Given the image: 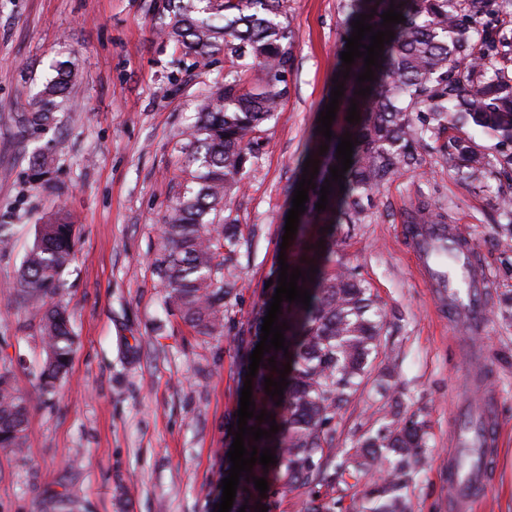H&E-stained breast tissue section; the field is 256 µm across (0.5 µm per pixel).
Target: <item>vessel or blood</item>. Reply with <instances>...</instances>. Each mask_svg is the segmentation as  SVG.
Listing matches in <instances>:
<instances>
[{"instance_id": "vessel-or-blood-1", "label": "vessel or blood", "mask_w": 512, "mask_h": 512, "mask_svg": "<svg viewBox=\"0 0 512 512\" xmlns=\"http://www.w3.org/2000/svg\"><path fill=\"white\" fill-rule=\"evenodd\" d=\"M408 247L430 287L448 302V318L472 331H480L486 305L488 280L468 257L472 251L467 235L456 224H408L404 227ZM491 402L474 412V424H462L452 446H478L479 461L470 470L458 466L457 457L448 460V483L457 508H465L482 494L488 480V465L495 453Z\"/></svg>"}]
</instances>
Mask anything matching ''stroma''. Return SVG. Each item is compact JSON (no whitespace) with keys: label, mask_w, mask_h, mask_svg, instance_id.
Listing matches in <instances>:
<instances>
[{"label":"stroma","mask_w":512,"mask_h":512,"mask_svg":"<svg viewBox=\"0 0 512 512\" xmlns=\"http://www.w3.org/2000/svg\"><path fill=\"white\" fill-rule=\"evenodd\" d=\"M285 9L294 30L288 95L231 201L242 230L233 313L243 335L253 304L271 297L298 162L340 70L341 0H287ZM170 21L167 0H0V224L11 238L0 250V368L29 410L22 452L0 448V512H49L59 499L71 512H214L221 501L245 383L237 342L186 326L165 304L154 260L163 217L190 180L183 133L224 66L180 64L161 34ZM61 62L75 72L67 96L49 127L30 130L20 117ZM37 154L46 159L38 173ZM504 196L512 181L492 176L472 189L431 151L380 191L373 223L336 230L337 260L377 297L383 342L399 354L388 391L368 382L337 411L336 445L355 446L392 401L424 414L430 455L414 512H448V438L479 348L500 447L476 512H512V321L498 312L512 296V248L502 244L512 226L497 213ZM419 207L462 225L490 279L473 346L457 341L410 262L402 225ZM61 210L76 234L57 299L77 343L49 397L38 381L41 312L16 282L37 224Z\"/></svg>","instance_id":"35a3bbf8"}]
</instances>
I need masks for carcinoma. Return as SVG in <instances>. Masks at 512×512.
<instances>
[{"label": "carcinoma", "mask_w": 512, "mask_h": 512, "mask_svg": "<svg viewBox=\"0 0 512 512\" xmlns=\"http://www.w3.org/2000/svg\"><path fill=\"white\" fill-rule=\"evenodd\" d=\"M492 0H344L346 36L362 14L374 30L383 29L381 15L389 8L406 21L390 25L394 38L384 45L374 69V81L357 84L364 58L355 59L342 79L331 140L315 131L306 155L319 162L318 175L308 190L299 219L289 269H301L314 281H297L310 291V306L281 302L278 321L286 322L284 351L264 354L252 378L255 417L247 426L270 429L256 420L271 414L278 432L255 441L247 436V451L269 448L276 463L263 469L255 463L249 476L264 478L268 491L278 485L310 492L332 486L348 474L364 480L359 494L364 512H412L411 490L419 477V462L427 447V424L419 414L402 413L396 404L389 419L356 448H335L331 424L336 409L350 402L370 374L381 346L384 319L370 289L349 270H336L334 226L369 224L374 220V197L393 176L421 165L427 140H444L436 151L448 170L476 186L493 173L512 176V18L502 19L495 32L484 17ZM174 23L168 40L190 66L211 65L224 56V81L198 103L197 122L184 139L189 162L199 164L193 187L178 197L163 219V248L155 271L168 290L167 304L183 322L204 337L232 331L231 301L238 295L231 273L238 248V219L228 207L243 185L250 159L265 146V126L288 94L287 74L293 62L292 29L284 0H174ZM33 111L24 116L34 130L53 121L57 99L65 96L73 72L62 62L55 69ZM370 94H356L359 86ZM357 104L360 121L346 120ZM478 131L494 141L491 155L473 135ZM350 135L352 164L344 179L331 182L328 205L315 210L330 168L340 164L336 149ZM326 153H320V146ZM344 187H339V184ZM75 225L56 215L38 225L33 245L24 256L18 285L22 296L45 306L39 338L45 358L39 382L50 394L67 372L76 337L70 314L53 299L72 260ZM317 272L307 274L309 267ZM266 311L256 304L249 333L260 340ZM249 341L237 339L238 373L249 371ZM274 358L277 369L268 364ZM285 375L283 400L265 393L264 378ZM27 400L0 372V448L20 450L27 439ZM265 501L253 481L240 476L230 512H255Z\"/></svg>", "instance_id": "1"}]
</instances>
